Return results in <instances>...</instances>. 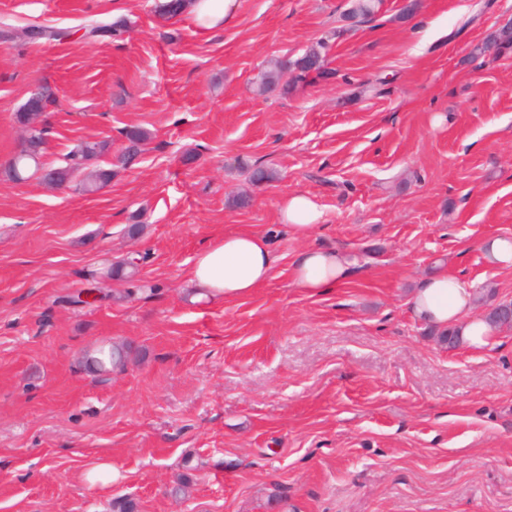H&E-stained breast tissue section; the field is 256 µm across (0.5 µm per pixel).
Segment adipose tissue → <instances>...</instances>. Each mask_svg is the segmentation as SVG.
<instances>
[{
	"instance_id": "obj_1",
	"label": "adipose tissue",
	"mask_w": 512,
	"mask_h": 512,
	"mask_svg": "<svg viewBox=\"0 0 512 512\" xmlns=\"http://www.w3.org/2000/svg\"><path fill=\"white\" fill-rule=\"evenodd\" d=\"M239 0H189L186 16L198 28L217 29L236 17ZM283 225L298 240L309 239L318 228L322 212L307 195L281 197ZM276 257L270 239L248 227L217 236L196 255L190 282L207 296L235 299L266 286L273 277ZM360 265L349 252L311 247L293 259L290 276L294 285L311 294L329 293L358 276ZM474 290L448 265H440L415 288L409 302L411 315L439 330L454 329L462 344L472 350L487 348L496 329L473 316Z\"/></svg>"
}]
</instances>
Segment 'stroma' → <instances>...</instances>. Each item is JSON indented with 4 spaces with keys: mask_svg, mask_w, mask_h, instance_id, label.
<instances>
[{
    "mask_svg": "<svg viewBox=\"0 0 512 512\" xmlns=\"http://www.w3.org/2000/svg\"><path fill=\"white\" fill-rule=\"evenodd\" d=\"M159 2L0 0V28L66 33L0 44V512H512V328L451 350L408 307L442 262L476 315L512 302V270L479 248L512 237V49L479 50L512 0H383L365 23L351 0H240L213 32ZM117 20L121 39L84 38ZM316 45L326 75L256 92ZM42 85L41 164L107 142L98 192L81 171L8 176ZM129 127L151 138L122 166ZM259 166L274 180L253 185ZM287 193L323 210L310 242L279 222ZM245 224L272 280L198 297L197 252ZM307 244L350 251L360 277L297 288ZM133 254L95 305L68 303ZM102 345L124 366L90 372ZM103 463L111 480H88Z\"/></svg>",
    "mask_w": 512,
    "mask_h": 512,
    "instance_id": "35a3bbf8",
    "label": "stroma"
}]
</instances>
